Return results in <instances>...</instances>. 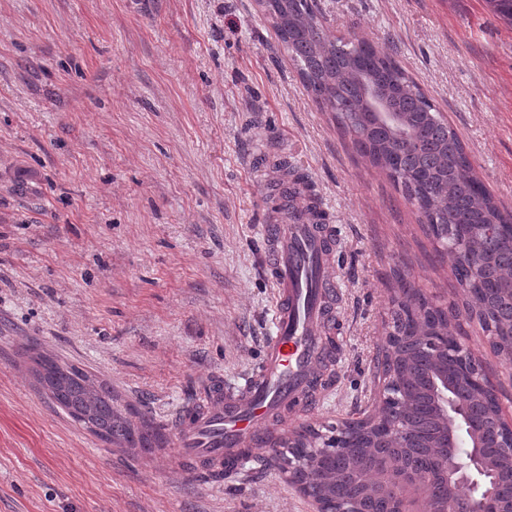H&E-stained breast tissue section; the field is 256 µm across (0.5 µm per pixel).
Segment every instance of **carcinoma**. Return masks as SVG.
Segmentation results:
<instances>
[{"label":"carcinoma","mask_w":512,"mask_h":512,"mask_svg":"<svg viewBox=\"0 0 512 512\" xmlns=\"http://www.w3.org/2000/svg\"><path fill=\"white\" fill-rule=\"evenodd\" d=\"M264 11L315 101L335 113L353 149L370 158L401 189L428 225L443 251L455 256L453 275L469 286L462 306H445L413 284L399 279L397 308L391 312V336L406 343L386 362L396 374L409 437L405 448L371 447L365 426L350 432L352 447L324 448L310 458L305 475L307 494L335 506L356 499L360 512H393L392 495L363 487L374 456L386 452L391 465L410 466L430 477L429 492L437 501L465 491L448 483L444 456L432 447L441 431L433 379L448 375V385L482 395L466 381L450 354L438 353L421 336H449L451 320L477 315L485 332L494 328L499 350L509 349L512 332V217L504 215L484 183L474 174L456 131L405 70L355 35L332 39L318 19L314 0H265ZM39 384L75 423L106 443L152 449V438L112 408V386L81 366L32 352ZM486 428L485 458L499 470L498 493L512 496V473L497 431Z\"/></svg>","instance_id":"obj_1"}]
</instances>
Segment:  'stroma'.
Segmentation results:
<instances>
[{
    "mask_svg": "<svg viewBox=\"0 0 512 512\" xmlns=\"http://www.w3.org/2000/svg\"><path fill=\"white\" fill-rule=\"evenodd\" d=\"M419 84L512 213V24L488 0H316ZM338 241L334 388L281 435L377 407L398 276L462 304L454 259L304 87L259 0H0V512H315L277 465L215 480L171 425L213 376L242 386L271 329L262 227L280 189ZM453 330L512 418V360L478 322ZM112 385L157 432L108 444L52 404L27 347Z\"/></svg>",
    "mask_w": 512,
    "mask_h": 512,
    "instance_id": "35a3bbf8",
    "label": "stroma"
}]
</instances>
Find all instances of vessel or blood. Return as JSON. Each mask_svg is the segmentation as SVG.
I'll return each instance as SVG.
<instances>
[{"instance_id":"1","label":"vessel or blood","mask_w":512,"mask_h":512,"mask_svg":"<svg viewBox=\"0 0 512 512\" xmlns=\"http://www.w3.org/2000/svg\"><path fill=\"white\" fill-rule=\"evenodd\" d=\"M265 234L276 296L258 370L235 395L212 382L206 404L190 407L172 426L182 456L200 470L235 468L276 415L315 407L326 389L318 368L341 295L329 274L334 239L318 214L302 210L289 223L268 225Z\"/></svg>"}]
</instances>
